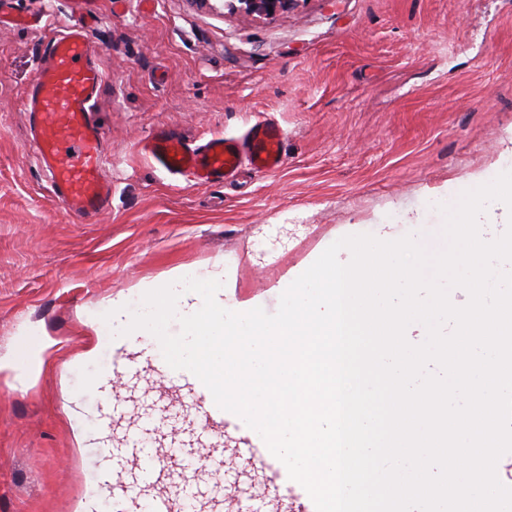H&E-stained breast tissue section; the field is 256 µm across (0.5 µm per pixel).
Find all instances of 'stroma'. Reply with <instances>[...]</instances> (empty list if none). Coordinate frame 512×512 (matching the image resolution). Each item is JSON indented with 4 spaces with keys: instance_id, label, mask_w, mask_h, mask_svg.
Returning <instances> with one entry per match:
<instances>
[{
    "instance_id": "stroma-1",
    "label": "stroma",
    "mask_w": 512,
    "mask_h": 512,
    "mask_svg": "<svg viewBox=\"0 0 512 512\" xmlns=\"http://www.w3.org/2000/svg\"><path fill=\"white\" fill-rule=\"evenodd\" d=\"M49 29L0 25V512H92V395L123 391L102 317L177 266L235 270V300L263 297L347 228L369 233L396 203L440 223L429 189L494 163L512 129V0H300L257 20L191 0H90L106 78L95 120L107 208L66 212L35 163L22 95L72 0H0ZM271 119L285 132L273 173L192 186L144 143L197 144ZM22 336L48 347L32 354Z\"/></svg>"
}]
</instances>
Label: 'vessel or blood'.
Returning <instances> with one entry per match:
<instances>
[{
	"label": "vessel or blood",
	"instance_id": "vessel-or-blood-1",
	"mask_svg": "<svg viewBox=\"0 0 512 512\" xmlns=\"http://www.w3.org/2000/svg\"><path fill=\"white\" fill-rule=\"evenodd\" d=\"M91 19L51 33L33 82L23 93V107L32 118L36 162L49 174L54 197L70 212L93 216L104 210L110 187L103 176V137L92 119L105 89V76L95 57L97 50L87 30ZM284 130L273 123L253 125L246 138L221 135L199 145L158 134L147 145L154 162L168 173L192 175L211 185L233 178L241 161L262 172H274L283 163ZM146 361L122 351L110 354L113 372L137 375L150 366L163 378L178 381L189 402L186 416L144 415L123 429L121 441L104 439L95 452V481L107 483V512H223L224 481L214 474L201 489L192 474L195 451L208 448L223 453L225 431H234L241 445L232 458H247L255 475L280 505L294 512H316L306 490L288 477L285 466L268 450L261 436L236 415L220 409L210 391L192 373L165 362L158 340H151ZM96 420L111 429L121 413L123 398L108 392L93 397Z\"/></svg>",
	"mask_w": 512,
	"mask_h": 512
}]
</instances>
